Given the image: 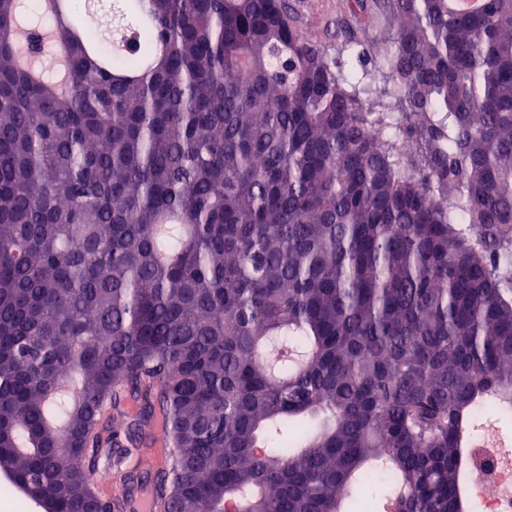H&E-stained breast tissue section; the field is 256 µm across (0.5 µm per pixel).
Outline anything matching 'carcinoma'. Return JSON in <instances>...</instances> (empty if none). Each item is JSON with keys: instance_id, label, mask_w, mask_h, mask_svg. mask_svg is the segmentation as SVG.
Returning a JSON list of instances; mask_svg holds the SVG:
<instances>
[{"instance_id": "cac0c4a2", "label": "carcinoma", "mask_w": 512, "mask_h": 512, "mask_svg": "<svg viewBox=\"0 0 512 512\" xmlns=\"http://www.w3.org/2000/svg\"><path fill=\"white\" fill-rule=\"evenodd\" d=\"M147 2L0 0V471L114 512L86 452L161 412L159 512H464L461 421L512 415V0H383L385 95L285 0ZM152 448L159 460V467H165L171 453V441L168 439L164 417L159 414L152 425Z\"/></svg>"}]
</instances>
